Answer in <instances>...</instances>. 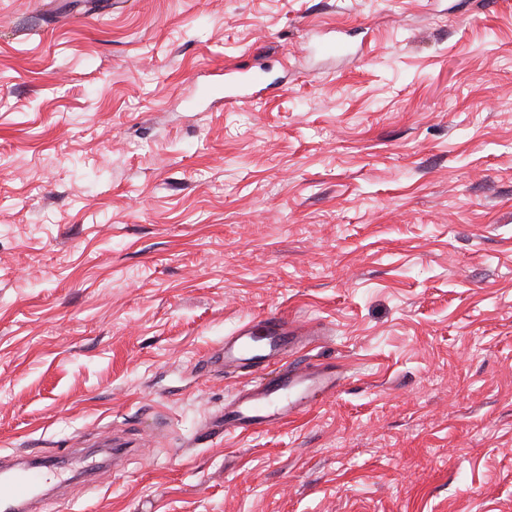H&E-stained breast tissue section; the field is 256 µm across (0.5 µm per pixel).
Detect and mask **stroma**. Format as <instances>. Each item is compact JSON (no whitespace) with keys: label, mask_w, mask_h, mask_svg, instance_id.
I'll use <instances>...</instances> for the list:
<instances>
[{"label":"stroma","mask_w":512,"mask_h":512,"mask_svg":"<svg viewBox=\"0 0 512 512\" xmlns=\"http://www.w3.org/2000/svg\"><path fill=\"white\" fill-rule=\"evenodd\" d=\"M277 312L336 395L193 444ZM113 432L53 512H512V0H0V458Z\"/></svg>","instance_id":"obj_1"}]
</instances>
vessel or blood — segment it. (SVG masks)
Listing matches in <instances>:
<instances>
[{
    "mask_svg": "<svg viewBox=\"0 0 512 512\" xmlns=\"http://www.w3.org/2000/svg\"><path fill=\"white\" fill-rule=\"evenodd\" d=\"M317 342L311 330L281 314L249 321L225 336L200 367L208 374L242 376L246 382L211 415L200 434L202 442L283 425L333 397L340 386L335 365L298 360ZM42 481V473L32 469L0 479V510L26 505Z\"/></svg>",
    "mask_w": 512,
    "mask_h": 512,
    "instance_id": "vessel-or-blood-1",
    "label": "vessel or blood"
}]
</instances>
